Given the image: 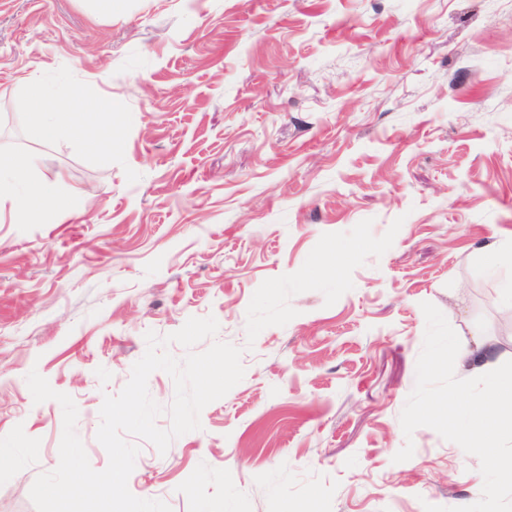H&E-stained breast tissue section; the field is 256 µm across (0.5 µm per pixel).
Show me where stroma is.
<instances>
[{"mask_svg": "<svg viewBox=\"0 0 512 512\" xmlns=\"http://www.w3.org/2000/svg\"><path fill=\"white\" fill-rule=\"evenodd\" d=\"M120 103L111 162L28 140V76ZM0 153L82 195L59 223L0 209V512H36L78 408L191 317L245 375L128 480L171 512H424L476 502L477 456L405 437L435 305L512 373L494 250L512 242V0H0ZM413 441L414 454L394 455Z\"/></svg>", "mask_w": 512, "mask_h": 512, "instance_id": "35a3bbf8", "label": "stroma"}]
</instances>
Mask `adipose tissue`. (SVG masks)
Segmentation results:
<instances>
[{
  "instance_id": "1",
  "label": "adipose tissue",
  "mask_w": 512,
  "mask_h": 512,
  "mask_svg": "<svg viewBox=\"0 0 512 512\" xmlns=\"http://www.w3.org/2000/svg\"><path fill=\"white\" fill-rule=\"evenodd\" d=\"M25 106L36 114L28 129L32 140L52 143L66 138L103 160H111L115 144L101 136L100 130L106 123V115L114 114V106L101 111L89 106L78 90L59 96L38 84L34 85ZM34 167L35 159L30 155H0V207L10 206L18 217L26 220L53 218L67 206L70 198L60 193L57 182L33 180ZM473 341V347L463 353L465 365L481 372L492 391L512 403V374H503L495 361L487 358L483 330H474Z\"/></svg>"
}]
</instances>
